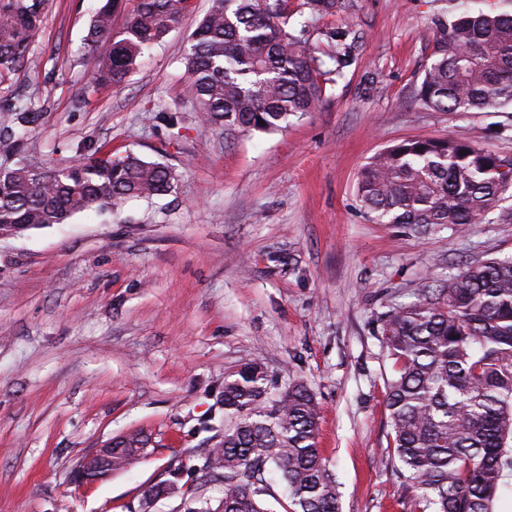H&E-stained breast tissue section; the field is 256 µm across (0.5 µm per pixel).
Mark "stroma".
<instances>
[{
	"instance_id": "stroma-1",
	"label": "stroma",
	"mask_w": 512,
	"mask_h": 512,
	"mask_svg": "<svg viewBox=\"0 0 512 512\" xmlns=\"http://www.w3.org/2000/svg\"><path fill=\"white\" fill-rule=\"evenodd\" d=\"M104 2L48 0L38 67L0 96L44 111L26 138L34 165L132 152L177 181L113 216L0 239V512H139L143 490L178 467L218 506L224 482L201 466L224 434L225 379L256 358L271 393L295 379L315 392L341 512H411L387 450L380 319L462 265L512 255V223L377 224L357 176L408 139L478 133L512 156V109L416 102L440 0H353L313 21L349 26L357 61L316 111L274 131L224 129L184 97L183 56L213 0H194L121 88L89 94L98 56L84 38ZM134 431L152 438L146 456L74 484L82 455Z\"/></svg>"
}]
</instances>
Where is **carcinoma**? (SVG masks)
I'll use <instances>...</instances> for the list:
<instances>
[{"label": "carcinoma", "instance_id": "carcinoma-1", "mask_svg": "<svg viewBox=\"0 0 512 512\" xmlns=\"http://www.w3.org/2000/svg\"><path fill=\"white\" fill-rule=\"evenodd\" d=\"M46 0H0V81L34 63L30 55ZM106 0L85 37L103 50L87 86H122L144 51L161 42L193 9V0H137L123 28ZM311 17L349 7L346 0H303ZM289 0H214L185 55V95L195 111L226 128L281 127L315 111L327 86L355 61L347 28L321 32L318 54L310 26L296 25ZM330 59L334 67L326 66ZM415 99L438 112H484L512 106V9H482L448 0L433 19L432 49ZM41 117L15 95L0 98V231L65 224L74 215L108 214L124 202L172 191L164 165L129 154L71 158L35 167L18 156L25 130ZM263 123H258V120ZM512 188V158L480 137L415 139L391 146L360 171L357 196L377 224L425 227L476 224ZM381 342L393 361L385 380L388 448L411 490L413 512H493L512 470V256L469 264L415 301L385 315ZM221 409L234 423L209 449L206 474L224 480L219 512H270L263 506L265 471L285 484V512H340L336 478L318 448L319 403L302 381L267 396L257 359L224 380ZM133 449L114 441L112 470ZM174 481L144 492L168 497Z\"/></svg>", "mask_w": 512, "mask_h": 512}]
</instances>
